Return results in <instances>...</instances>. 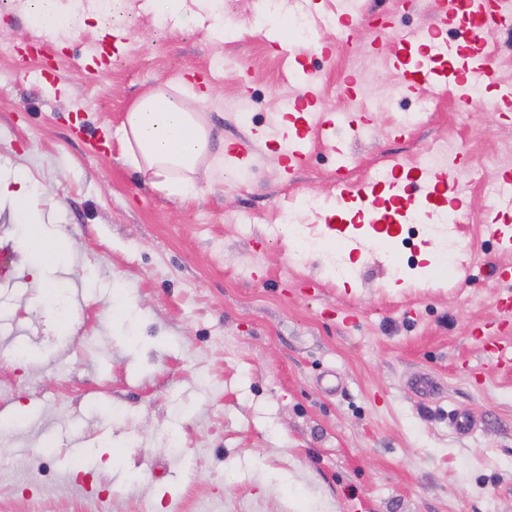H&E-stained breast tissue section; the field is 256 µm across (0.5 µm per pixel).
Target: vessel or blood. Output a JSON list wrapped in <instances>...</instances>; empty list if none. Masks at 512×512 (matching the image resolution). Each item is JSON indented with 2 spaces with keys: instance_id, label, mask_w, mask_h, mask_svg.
Masks as SVG:
<instances>
[{
  "instance_id": "obj_1",
  "label": "vessel or blood",
  "mask_w": 512,
  "mask_h": 512,
  "mask_svg": "<svg viewBox=\"0 0 512 512\" xmlns=\"http://www.w3.org/2000/svg\"><path fill=\"white\" fill-rule=\"evenodd\" d=\"M512 25V14L506 12L501 0H438L435 24L422 32L397 31L393 40V64L405 87L427 85L438 88L454 80L456 94L463 103H470L475 85L492 83L493 68L489 59L477 50L474 42L488 27ZM456 27L455 42H448L446 32ZM463 58L461 70L448 69L449 54ZM288 136L280 144L286 168L302 165L310 152V135L318 133L322 144L335 146L339 127L358 133L364 118L331 112H316L307 106L297 107L289 114ZM458 185L456 164L444 165L418 175L412 169L396 164L383 175L355 183L342 181L337 185V201L325 213L329 224L346 221V206L355 202L358 214L372 224L376 233L390 234L392 225L419 217L439 220L448 212V192ZM499 190L504 199L492 209L483 224L486 235L505 252L512 251V171L503 170Z\"/></svg>"
}]
</instances>
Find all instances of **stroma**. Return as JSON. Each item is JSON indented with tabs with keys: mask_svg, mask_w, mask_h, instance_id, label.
I'll use <instances>...</instances> for the list:
<instances>
[{
	"mask_svg": "<svg viewBox=\"0 0 512 512\" xmlns=\"http://www.w3.org/2000/svg\"><path fill=\"white\" fill-rule=\"evenodd\" d=\"M296 2L184 0L162 23L149 0H125L122 37L99 0H61L85 19L58 36L26 0L0 11V179L30 176L44 240L62 247L35 274L0 199V424L19 425L0 431V512H512V360L473 333L504 321L512 293V253L483 233L512 120L466 109L451 83L403 88L391 35L370 24L342 47L326 28L306 50L320 111L347 112L352 79L426 114L400 137L394 113L367 109L348 169L315 145L285 171L277 144L306 89L269 37ZM476 47L512 84V27ZM162 82L206 94L216 136L253 144L249 182L204 173L180 201L126 163L125 116ZM240 99L253 122L227 108ZM444 140L464 160L454 233L400 224L379 249L363 226L360 250L340 244L355 270L340 283L324 253L298 254L288 208L317 197L300 217L329 238L340 178ZM452 237L464 248L449 274L426 250ZM45 286L66 322L40 304ZM420 376L435 384L425 397ZM452 409L473 432L449 427Z\"/></svg>",
	"mask_w": 512,
	"mask_h": 512,
	"instance_id": "stroma-1",
	"label": "stroma"
}]
</instances>
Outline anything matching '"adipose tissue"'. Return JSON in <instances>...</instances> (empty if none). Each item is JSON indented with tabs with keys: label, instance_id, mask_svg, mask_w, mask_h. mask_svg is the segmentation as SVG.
I'll return each mask as SVG.
<instances>
[{
	"label": "adipose tissue",
	"instance_id": "ef3b65f1",
	"mask_svg": "<svg viewBox=\"0 0 512 512\" xmlns=\"http://www.w3.org/2000/svg\"><path fill=\"white\" fill-rule=\"evenodd\" d=\"M203 97L190 90L171 92L159 85L129 109L122 126L124 156L158 190L188 197L198 190L202 166L223 165L212 152L213 130L202 110ZM8 197L16 223L25 225L30 239L41 236L34 216V197L25 176L0 180V196Z\"/></svg>",
	"mask_w": 512,
	"mask_h": 512
}]
</instances>
